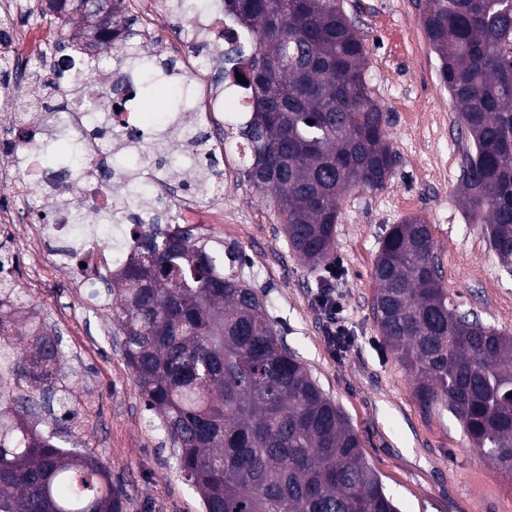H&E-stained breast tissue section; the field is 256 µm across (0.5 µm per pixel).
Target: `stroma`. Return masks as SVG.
<instances>
[{
	"mask_svg": "<svg viewBox=\"0 0 512 512\" xmlns=\"http://www.w3.org/2000/svg\"><path fill=\"white\" fill-rule=\"evenodd\" d=\"M344 6L364 40L368 79L388 114L399 162L385 188L345 194L334 234L336 276L311 272L289 250L280 216L242 175L229 109L219 116L226 129L223 208L211 215L205 238L214 252L230 244L243 250L244 272L263 291L289 349L343 410L401 512H512V474L479 459L450 414L423 418L372 309V267L386 230L418 216L431 226L451 302L512 334V277L501 271L482 225L471 221L459 199L468 138L418 0H344ZM133 13L165 37L164 57L185 62L189 52L175 40L164 6L148 12L135 0ZM17 278L66 353L64 372L51 383L52 400L34 392L29 423L54 433L62 447L102 457L113 481L128 491L126 512H203L200 496L176 470L156 416L144 406L111 309L92 306L73 276L50 267L34 280L19 266ZM325 286L335 288L351 338L339 350L325 340L327 316L315 301ZM66 398L74 408L69 416L62 410Z\"/></svg>",
	"mask_w": 512,
	"mask_h": 512,
	"instance_id": "35a3bbf8",
	"label": "stroma"
}]
</instances>
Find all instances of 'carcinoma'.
Listing matches in <instances>:
<instances>
[{
	"instance_id": "carcinoma-1",
	"label": "carcinoma",
	"mask_w": 512,
	"mask_h": 512,
	"mask_svg": "<svg viewBox=\"0 0 512 512\" xmlns=\"http://www.w3.org/2000/svg\"><path fill=\"white\" fill-rule=\"evenodd\" d=\"M224 28L213 52L218 81L245 94L243 176L271 194L288 248L315 272L328 265L342 199L380 190L397 164L388 120L367 80L363 38L344 0H223ZM59 56L34 81L47 112L73 99L85 112L117 108L145 65L128 0H112V21L97 26L102 53L78 64V0H51ZM422 23L470 147L459 184L463 207L485 225L491 250L512 275V9L503 0H424ZM247 84H241L237 75ZM47 150L65 164L79 144L65 130ZM167 134L141 152L112 208L78 207L72 224H170L171 210L144 212L143 172L160 169ZM196 175L204 187L219 167L213 155ZM114 241V245H119ZM112 272V320L147 410L176 449L177 470L204 512H399L366 461L358 434L271 322L262 292L244 274L243 253L212 254L190 227L152 231L122 243ZM373 309L384 342L408 374L424 417L446 411L472 451L512 473V335L448 299L430 225L408 216L386 231L374 260ZM20 288H0V512H125V488L102 457L59 446L31 427L17 393L62 371L56 332L27 311Z\"/></svg>"
}]
</instances>
